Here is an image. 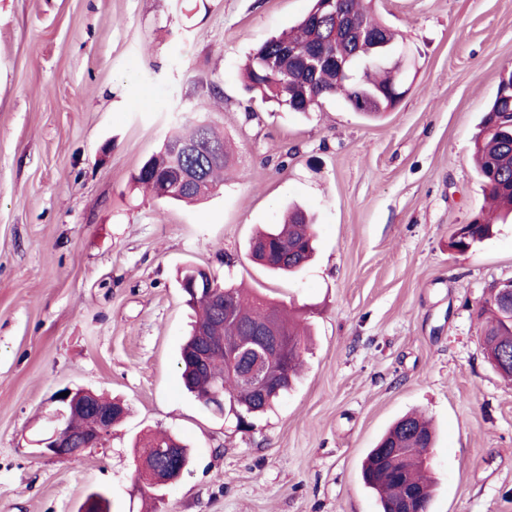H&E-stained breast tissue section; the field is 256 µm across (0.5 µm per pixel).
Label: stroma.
<instances>
[{"label":"stroma","instance_id":"1","mask_svg":"<svg viewBox=\"0 0 512 512\" xmlns=\"http://www.w3.org/2000/svg\"><path fill=\"white\" fill-rule=\"evenodd\" d=\"M309 0H0V512H378L362 462L417 411L437 435L431 512H512V381L479 310L512 281V223L450 242L485 205L477 125L512 70V0H376L413 61L370 119L342 101L301 114L251 100L249 53ZM217 86L221 97L208 96ZM235 147L198 205L132 174L182 124ZM316 220L295 276L252 262L288 206ZM187 266L299 310L304 368L254 429L181 386ZM66 387L123 400L105 448L40 454ZM164 431L191 463L157 490L134 445Z\"/></svg>","mask_w":512,"mask_h":512}]
</instances>
